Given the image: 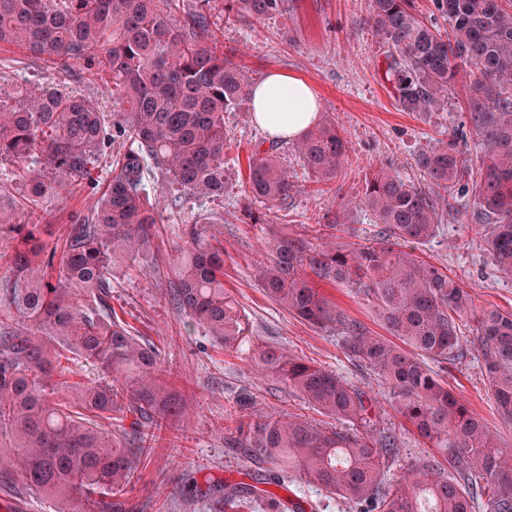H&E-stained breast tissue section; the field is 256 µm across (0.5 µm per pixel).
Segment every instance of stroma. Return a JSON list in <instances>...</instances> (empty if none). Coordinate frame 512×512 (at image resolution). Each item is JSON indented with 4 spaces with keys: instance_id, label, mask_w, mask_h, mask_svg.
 I'll return each instance as SVG.
<instances>
[{
    "instance_id": "obj_1",
    "label": "stroma",
    "mask_w": 512,
    "mask_h": 512,
    "mask_svg": "<svg viewBox=\"0 0 512 512\" xmlns=\"http://www.w3.org/2000/svg\"><path fill=\"white\" fill-rule=\"evenodd\" d=\"M368 17L369 0H295L290 11L260 22L233 17L220 26L225 57L253 80H261L268 71L283 70L310 82L321 111L347 138L351 150L336 181L318 187L290 144L272 143L254 124L250 105L244 101L224 115L230 143L224 156L223 198L198 197L170 184L158 187V248L115 269L107 302L120 321L159 347L164 376L184 395L187 412L179 428L165 432L159 445L143 449L126 494L134 512H224L221 494L201 499L189 490L196 482L239 479L250 468L238 449L242 428L286 413L320 424L331 422L277 379L258 376L250 366L248 350L224 355L172 303L173 256L182 243L180 227L172 222L178 215L211 226L221 236L224 287L237 301L250 338L284 347L369 393L371 429L390 430L399 438L400 452L391 463V476L407 473L428 453L420 437L401 430L389 389L347 354L336 330L304 323L265 296L254 277L263 258L261 234L243 221L246 211L264 210L271 223L307 233L315 224L335 219L347 203L352 233L362 239L377 238L380 226L360 204L373 170L385 169L408 182L424 184L418 158L445 138L451 126L464 121L463 101L457 95L450 97L443 112L399 110L385 77L383 43ZM24 67L31 75L29 91L52 77L98 102L102 111L116 109L102 83L92 77L76 80L73 72L61 66L44 72L29 66L24 51L0 48V78H11ZM257 147L277 149L295 185L286 203L269 209L247 193L249 157ZM420 251L460 279L473 294L476 309L512 310V278L500 275L491 265L471 209L449 210L438 235ZM322 289L351 320L371 334L385 335L379 316L352 287L326 283ZM442 377L490 430L512 444V428L504 426L494 411L476 347H469L464 359L449 366ZM57 508V503L29 491L16 475L0 474V512H56Z\"/></svg>"
}]
</instances>
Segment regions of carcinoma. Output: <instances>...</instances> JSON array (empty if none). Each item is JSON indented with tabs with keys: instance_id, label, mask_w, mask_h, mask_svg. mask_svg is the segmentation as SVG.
Returning a JSON list of instances; mask_svg holds the SVG:
<instances>
[{
	"instance_id": "1",
	"label": "carcinoma",
	"mask_w": 512,
	"mask_h": 512,
	"mask_svg": "<svg viewBox=\"0 0 512 512\" xmlns=\"http://www.w3.org/2000/svg\"><path fill=\"white\" fill-rule=\"evenodd\" d=\"M179 0H0V46L26 51L45 68L77 63L110 89L118 112H104L52 80L34 95L0 86V158L21 164L23 206L0 203V236L13 241L0 290V473H16L60 512H126L121 501L139 456L92 426L87 414L120 412L129 432L146 420L165 429L186 412L181 393L160 378L157 346L79 303L112 288V269L153 250L156 200L148 182L170 183L206 197L224 196V113L249 94L248 74L224 58L209 22L210 0L175 19ZM288 0H224V14L261 21ZM450 34L423 18L416 0H370L369 22L386 47L385 77L403 112L448 109L463 71L469 131L457 127L418 159L429 183L375 171L363 204L381 225L374 243L345 241L336 220L316 230L320 243L247 214L260 227L267 260L255 278L266 297L311 326L336 328L348 351L376 373L395 412L434 452L408 475L389 481L398 450L393 432L370 430L369 397L335 372L288 349L251 343L254 366L299 392L336 420L323 426L296 416L258 422L239 442L268 465L253 483L224 482L225 512H305L267 486L300 481L356 512H512V448L496 438L439 379L435 365L463 354L460 322L472 318L488 375V393L512 425V311L475 313L473 295L448 269L417 253L434 238L445 207L470 197L493 267L512 277V0H434ZM472 140L475 157L463 160ZM118 146L93 211L69 218L65 247L45 236L58 196L98 182L94 163ZM302 166L324 185L347 161L346 138L326 116L294 145ZM249 195L263 204L290 196L294 184L274 152L249 159ZM175 256L173 303L233 355L246 340L243 317L224 292V245L200 224L183 221ZM347 284L367 300L405 347L373 336L347 318L321 284ZM75 355L112 373V383L70 384L53 401L54 377Z\"/></svg>"
}]
</instances>
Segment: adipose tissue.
Masks as SVG:
<instances>
[{
    "mask_svg": "<svg viewBox=\"0 0 512 512\" xmlns=\"http://www.w3.org/2000/svg\"><path fill=\"white\" fill-rule=\"evenodd\" d=\"M318 103L311 84L285 71H270L251 88L253 121L274 141L302 138L315 118Z\"/></svg>",
    "mask_w": 512,
    "mask_h": 512,
    "instance_id": "1",
    "label": "adipose tissue"
}]
</instances>
